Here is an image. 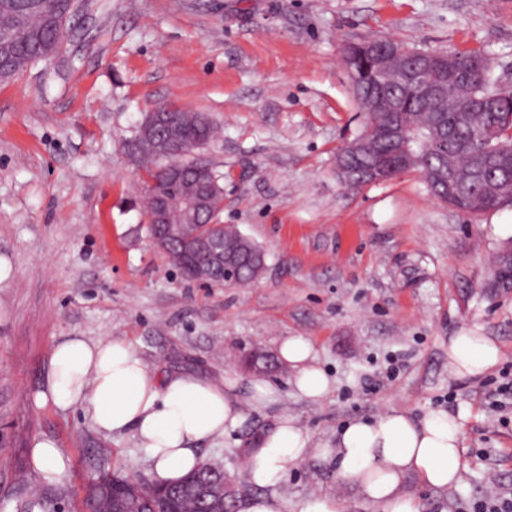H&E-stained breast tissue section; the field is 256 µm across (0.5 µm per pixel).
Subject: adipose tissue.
Instances as JSON below:
<instances>
[{"mask_svg":"<svg viewBox=\"0 0 512 512\" xmlns=\"http://www.w3.org/2000/svg\"><path fill=\"white\" fill-rule=\"evenodd\" d=\"M279 355L293 369L301 396L316 402L329 393L330 380L305 339L288 338ZM500 358L497 344L476 330H462L448 340V366L455 375L482 376ZM37 399L61 411L83 410L101 433L133 432L149 454L154 481L166 484L201 466L198 444L223 436L242 413L232 385L187 374L158 381L129 342L112 337L61 339ZM460 441V424L452 413L430 410L414 419L393 410L374 420L351 422L337 434L335 446L316 450L296 419L286 415L260 440L251 458L250 480L262 492L240 498L238 512H288L276 487L291 466L313 453L335 461L337 476L359 488L372 512H420L405 480L414 476L431 488L457 483Z\"/></svg>","mask_w":512,"mask_h":512,"instance_id":"ef3b65f1","label":"adipose tissue"}]
</instances>
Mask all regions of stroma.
<instances>
[{
  "label": "stroma",
  "mask_w": 512,
  "mask_h": 512,
  "mask_svg": "<svg viewBox=\"0 0 512 512\" xmlns=\"http://www.w3.org/2000/svg\"><path fill=\"white\" fill-rule=\"evenodd\" d=\"M57 57L0 84V512L49 489L67 512L99 470L152 477L132 434L97 432L81 410L40 405L56 343L129 341L156 376L232 379L247 405L205 461L254 490L246 448L283 415L313 446L357 418L393 409L459 415L463 469L440 490L408 479L420 512H471L512 497V204L471 216L439 204L419 173L359 190L336 155L366 121L343 63L347 43L390 39L485 55L512 86V0H82ZM162 103L208 113L203 155L224 174L219 223L266 254L247 285L185 278L148 235L147 171L133 147ZM480 326L500 362L471 378L448 370V339ZM307 340L332 383L313 403L280 364L257 377L242 362ZM269 394L252 403V387ZM64 470L36 468V439ZM279 491L288 512L317 492L368 512L336 465L308 456Z\"/></svg>",
  "instance_id": "35a3bbf8"
}]
</instances>
